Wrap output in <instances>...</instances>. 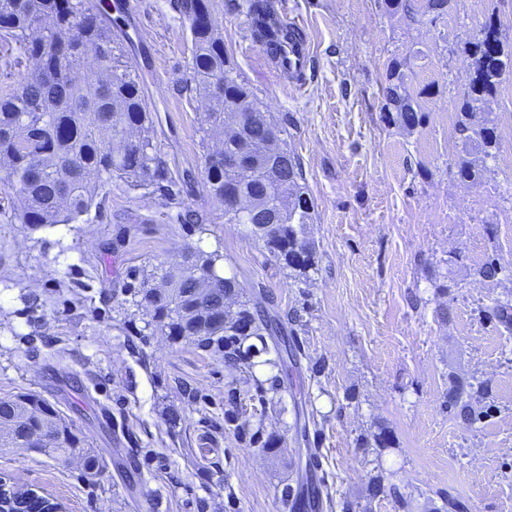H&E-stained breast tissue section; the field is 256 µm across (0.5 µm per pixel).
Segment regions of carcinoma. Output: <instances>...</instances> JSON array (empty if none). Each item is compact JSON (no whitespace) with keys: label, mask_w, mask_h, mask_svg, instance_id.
Instances as JSON below:
<instances>
[{"label":"carcinoma","mask_w":512,"mask_h":512,"mask_svg":"<svg viewBox=\"0 0 512 512\" xmlns=\"http://www.w3.org/2000/svg\"><path fill=\"white\" fill-rule=\"evenodd\" d=\"M221 0H176V8L189 24L192 71L186 90L204 107L200 141L207 149L202 171L203 186L217 203L224 197L241 200L244 216L222 212L224 223L246 226L247 235L263 242L267 260L307 280L317 270L316 251L304 235L314 202L300 181L299 160L288 152L286 142L270 145L276 123L258 121L240 132L226 148L240 151L249 168L268 169L280 185L273 194L245 174L224 172V163L212 161L211 142L224 136V120L236 112H260L263 105L244 81L224 48L217 12ZM272 0H245L246 14L253 19L255 36L272 48L268 38ZM117 19L105 0H0V34L8 50L4 69L33 63L20 79L0 91V182L15 190L25 203L19 219L23 224H70L101 208L106 187L117 178L129 189L152 188L171 205L179 204L181 188L157 157L151 135L153 116L145 102L142 82L133 62L117 52L113 27ZM475 68L466 74L460 96L461 112L456 133L465 157L458 174L476 180L495 157L498 138L494 128L477 120V110L492 97L504 77L512 75V54L504 52L494 27L482 29L470 42ZM387 119L408 130L419 127L423 114L406 91L389 88L384 105ZM136 128L138 139L124 140ZM193 265L158 267L145 274L136 268L128 277L139 282L136 296L154 295L152 320L172 339H188L196 348L222 359L229 368L252 367L254 347L245 345L240 322L254 323L250 336L264 339L268 321L239 302V309L225 312L224 325L207 326L189 314L197 286L194 269L216 271L218 251L189 248ZM504 268L494 259L477 270L484 280L494 281ZM236 276L215 275L214 297L224 302L232 292L240 296ZM458 384L448 399V409L473 424L479 413L471 394ZM37 430L54 432L58 438L45 449L57 461L78 455L84 474L97 475L98 458L85 449L84 440L61 418L49 402L24 395L0 398V448H25L27 436Z\"/></svg>","instance_id":"cac0c4a2"}]
</instances>
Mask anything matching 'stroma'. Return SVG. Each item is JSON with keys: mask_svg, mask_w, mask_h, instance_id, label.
Instances as JSON below:
<instances>
[{"mask_svg": "<svg viewBox=\"0 0 512 512\" xmlns=\"http://www.w3.org/2000/svg\"><path fill=\"white\" fill-rule=\"evenodd\" d=\"M129 2L137 33L119 46L156 115L159 156L173 178L200 175L188 24L174 0ZM284 2L311 44L302 86L279 78L239 0H224V45L300 160L317 270L301 282L265 261L199 185L182 197L197 226L170 223L159 192L119 181L73 223L20 224V196L0 184V397L52 403L100 459L89 479L78 460L6 450L0 474L69 512H287L282 493L305 482L313 448L323 512H403L399 493L412 512H446L450 496L467 512H512V311H501L512 308V80L479 115L498 149L476 181L457 174L454 132L467 44L492 21L512 48V0H448L440 15L429 0L398 12ZM397 83L425 115L411 131L385 117ZM188 246L223 254L220 272L236 273L252 309L286 320L303 356L280 391L273 365L230 369L146 329L127 269L172 265ZM492 257L504 272L482 280ZM460 381L485 387L476 423L448 410ZM298 383L308 395L296 403ZM256 431L268 447L250 442Z\"/></svg>", "mask_w": 512, "mask_h": 512, "instance_id": "obj_1", "label": "stroma"}]
</instances>
